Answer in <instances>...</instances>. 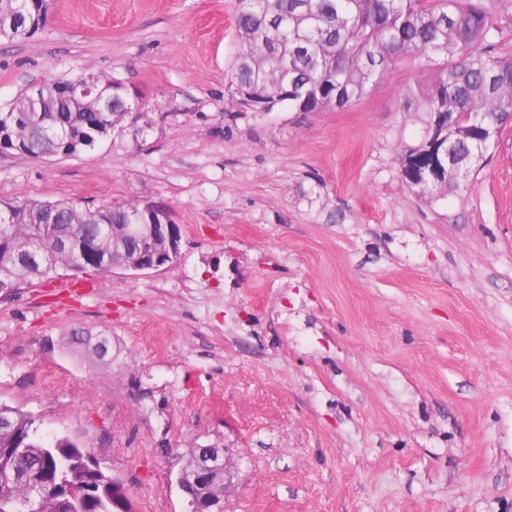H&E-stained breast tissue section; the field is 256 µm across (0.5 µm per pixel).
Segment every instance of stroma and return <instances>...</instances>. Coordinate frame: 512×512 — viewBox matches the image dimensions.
<instances>
[{
	"label": "stroma",
	"instance_id": "1",
	"mask_svg": "<svg viewBox=\"0 0 512 512\" xmlns=\"http://www.w3.org/2000/svg\"><path fill=\"white\" fill-rule=\"evenodd\" d=\"M237 0H49L0 42V108L115 77L133 140L0 155V200L154 202L181 228L156 270L0 299V402L68 437L136 512H188L189 451L242 461L225 512H512V127L463 196L402 182L398 62L342 111L242 112L224 92ZM109 336L97 364L71 329Z\"/></svg>",
	"mask_w": 512,
	"mask_h": 512
}]
</instances>
